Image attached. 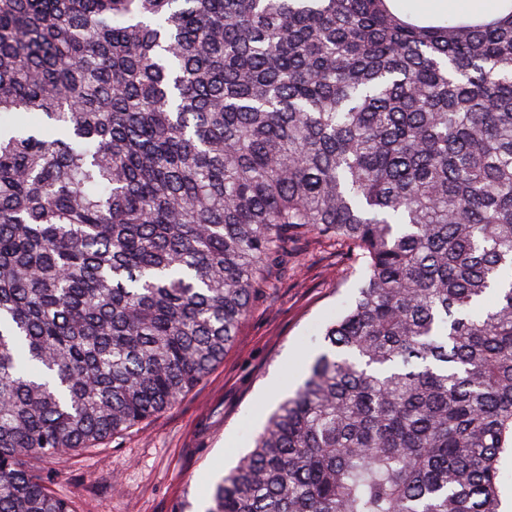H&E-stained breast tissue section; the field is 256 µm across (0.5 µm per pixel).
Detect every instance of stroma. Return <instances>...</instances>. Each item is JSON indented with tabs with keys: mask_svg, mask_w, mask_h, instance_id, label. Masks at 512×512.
Masks as SVG:
<instances>
[{
	"mask_svg": "<svg viewBox=\"0 0 512 512\" xmlns=\"http://www.w3.org/2000/svg\"><path fill=\"white\" fill-rule=\"evenodd\" d=\"M278 285L257 295L222 363L174 409L91 451L31 458L28 468L75 512H205L214 482L254 445L269 413L301 384L326 319L357 292L333 249L297 241Z\"/></svg>",
	"mask_w": 512,
	"mask_h": 512,
	"instance_id": "obj_1",
	"label": "stroma"
}]
</instances>
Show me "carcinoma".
Wrapping results in <instances>:
<instances>
[{
    "label": "carcinoma",
    "mask_w": 512,
    "mask_h": 512,
    "mask_svg": "<svg viewBox=\"0 0 512 512\" xmlns=\"http://www.w3.org/2000/svg\"><path fill=\"white\" fill-rule=\"evenodd\" d=\"M0 512L174 408L288 243L363 275L205 512H508L512 0H0ZM498 2L500 0H397L404 13L448 20L473 14L495 17L499 14Z\"/></svg>",
    "instance_id": "obj_1"
}]
</instances>
